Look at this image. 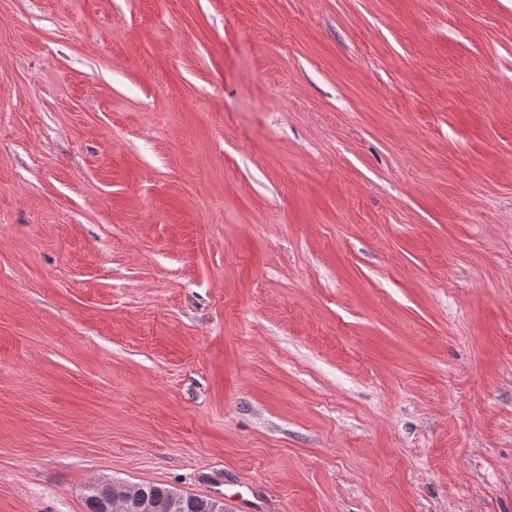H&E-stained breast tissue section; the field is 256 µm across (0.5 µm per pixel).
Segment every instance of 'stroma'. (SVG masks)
Listing matches in <instances>:
<instances>
[{
  "label": "stroma",
  "instance_id": "obj_1",
  "mask_svg": "<svg viewBox=\"0 0 512 512\" xmlns=\"http://www.w3.org/2000/svg\"><path fill=\"white\" fill-rule=\"evenodd\" d=\"M512 512V0H0V512ZM111 485L109 483H98L88 487L85 504L86 512H106L111 499ZM141 486V496L130 499L123 512H144L142 510L144 500L148 502L150 512H172L170 508L176 489L152 483H144ZM178 493L182 496L180 512H224V502L222 503L220 499L209 496Z\"/></svg>",
  "mask_w": 512,
  "mask_h": 512
}]
</instances>
